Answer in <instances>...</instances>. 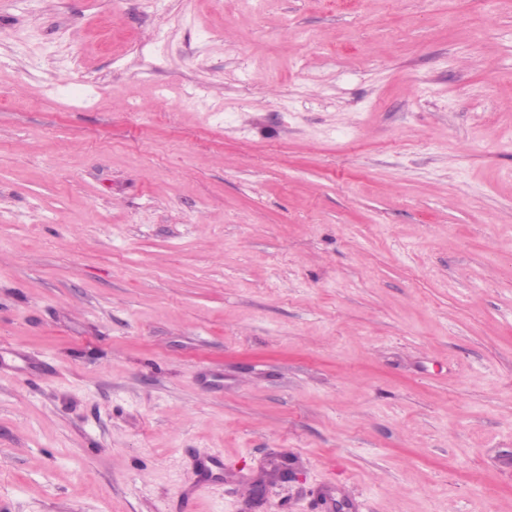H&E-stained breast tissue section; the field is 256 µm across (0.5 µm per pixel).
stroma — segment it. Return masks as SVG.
<instances>
[{
    "label": "stroma",
    "instance_id": "stroma-1",
    "mask_svg": "<svg viewBox=\"0 0 512 512\" xmlns=\"http://www.w3.org/2000/svg\"><path fill=\"white\" fill-rule=\"evenodd\" d=\"M0 512H512V0H0Z\"/></svg>",
    "mask_w": 512,
    "mask_h": 512
}]
</instances>
